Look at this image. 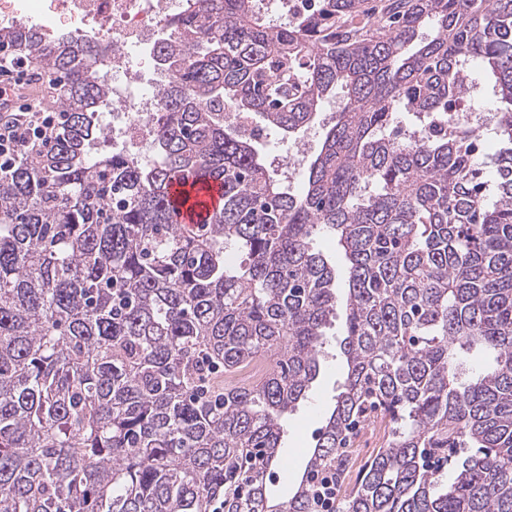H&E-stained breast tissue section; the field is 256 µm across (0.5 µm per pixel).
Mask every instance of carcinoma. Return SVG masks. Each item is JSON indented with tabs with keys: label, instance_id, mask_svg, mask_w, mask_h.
<instances>
[{
	"label": "carcinoma",
	"instance_id": "cac0c4a2",
	"mask_svg": "<svg viewBox=\"0 0 512 512\" xmlns=\"http://www.w3.org/2000/svg\"><path fill=\"white\" fill-rule=\"evenodd\" d=\"M2 46L60 76L66 121L0 177V512H207L221 493L224 512H314L311 476L347 481L375 408L389 440L335 512H512V0H317L284 24L193 0L156 46L150 165L92 152L108 46L25 22ZM479 76L500 103L489 164L464 121L432 127ZM338 90L299 194L224 121L292 137ZM177 178L222 186L199 229L175 222ZM321 235L346 263V383L275 502L283 417L336 313ZM474 350L491 361L463 381ZM269 354L258 383L198 391L206 364Z\"/></svg>",
	"mask_w": 512,
	"mask_h": 512
}]
</instances>
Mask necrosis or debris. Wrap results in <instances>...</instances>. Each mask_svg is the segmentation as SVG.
I'll use <instances>...</instances> for the list:
<instances>
[{
	"mask_svg": "<svg viewBox=\"0 0 512 512\" xmlns=\"http://www.w3.org/2000/svg\"><path fill=\"white\" fill-rule=\"evenodd\" d=\"M185 6V0H26L28 13L50 15L111 46L102 69L110 85L112 145L126 157L145 160L154 140L150 114L162 86L148 76L145 62L163 23Z\"/></svg>",
	"mask_w": 512,
	"mask_h": 512,
	"instance_id": "obj_1",
	"label": "necrosis or debris"
}]
</instances>
